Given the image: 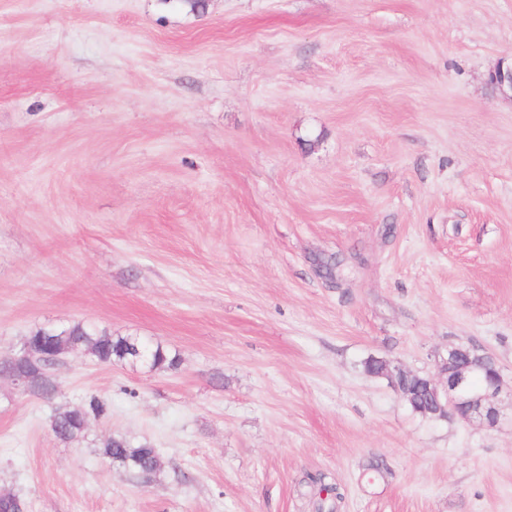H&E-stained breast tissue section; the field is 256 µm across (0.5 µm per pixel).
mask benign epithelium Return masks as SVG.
Wrapping results in <instances>:
<instances>
[{"label": "benign epithelium", "instance_id": "obj_1", "mask_svg": "<svg viewBox=\"0 0 512 512\" xmlns=\"http://www.w3.org/2000/svg\"><path fill=\"white\" fill-rule=\"evenodd\" d=\"M499 96L512 100V66L495 69L488 78ZM446 383L441 385L429 378L434 395V413L442 418L456 417L464 422H478L495 427L500 419L497 397L501 391V376L494 357L471 346L455 345L448 348V358L443 361ZM487 375L482 389L473 391L471 379L476 374Z\"/></svg>", "mask_w": 512, "mask_h": 512}]
</instances>
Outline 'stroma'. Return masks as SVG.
Returning <instances> with one entry per match:
<instances>
[{"instance_id": "obj_1", "label": "stroma", "mask_w": 512, "mask_h": 512, "mask_svg": "<svg viewBox=\"0 0 512 512\" xmlns=\"http://www.w3.org/2000/svg\"><path fill=\"white\" fill-rule=\"evenodd\" d=\"M512 0H0V357L80 322L47 401L0 375L24 512H512ZM491 353L494 428L411 411L381 357ZM98 397L76 440L55 406ZM113 436L156 448L132 478ZM383 462L384 476L367 475ZM53 343L62 356L76 348L87 347L92 350L95 359L104 364L124 362L129 360H143L147 355V361L152 368L162 369L174 365L173 359L159 346L152 348L147 344L128 336H112V334L97 331L82 323H74L58 329Z\"/></svg>"}]
</instances>
